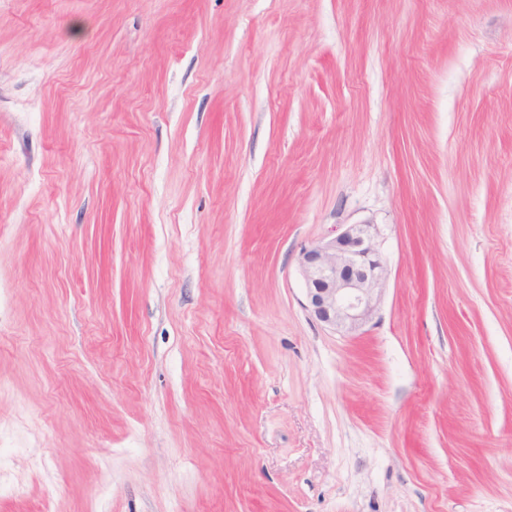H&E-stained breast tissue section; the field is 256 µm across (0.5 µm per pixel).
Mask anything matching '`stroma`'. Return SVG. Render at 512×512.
<instances>
[{
    "instance_id": "obj_1",
    "label": "stroma",
    "mask_w": 512,
    "mask_h": 512,
    "mask_svg": "<svg viewBox=\"0 0 512 512\" xmlns=\"http://www.w3.org/2000/svg\"><path fill=\"white\" fill-rule=\"evenodd\" d=\"M377 225L344 336L296 257ZM0 512H512V0H0Z\"/></svg>"
}]
</instances>
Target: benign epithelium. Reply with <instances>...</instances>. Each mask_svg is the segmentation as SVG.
I'll return each mask as SVG.
<instances>
[{
  "mask_svg": "<svg viewBox=\"0 0 512 512\" xmlns=\"http://www.w3.org/2000/svg\"><path fill=\"white\" fill-rule=\"evenodd\" d=\"M377 238L374 224H347L335 237L301 249L305 307L317 321L352 333L373 318L389 278Z\"/></svg>",
  "mask_w": 512,
  "mask_h": 512,
  "instance_id": "benign-epithelium-1",
  "label": "benign epithelium"
}]
</instances>
